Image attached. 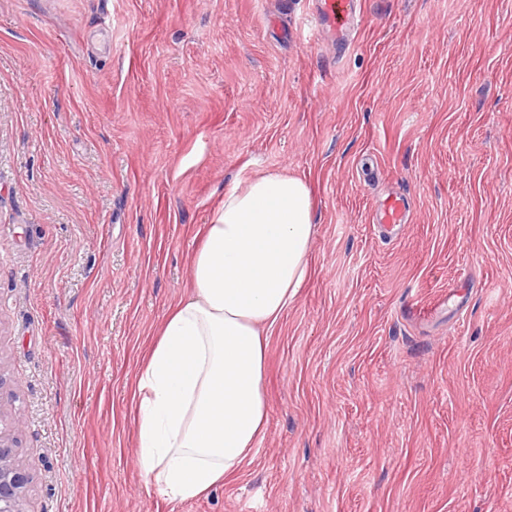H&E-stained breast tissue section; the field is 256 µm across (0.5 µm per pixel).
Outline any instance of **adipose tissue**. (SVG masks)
Here are the masks:
<instances>
[{"label": "adipose tissue", "mask_w": 512, "mask_h": 512, "mask_svg": "<svg viewBox=\"0 0 512 512\" xmlns=\"http://www.w3.org/2000/svg\"><path fill=\"white\" fill-rule=\"evenodd\" d=\"M314 199L277 172L224 195L190 263L191 291L165 316L136 377L137 464L173 501L252 460L268 416L267 332L308 278Z\"/></svg>", "instance_id": "ef3b65f1"}]
</instances>
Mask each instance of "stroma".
<instances>
[{
	"label": "stroma",
	"mask_w": 512,
	"mask_h": 512,
	"mask_svg": "<svg viewBox=\"0 0 512 512\" xmlns=\"http://www.w3.org/2000/svg\"><path fill=\"white\" fill-rule=\"evenodd\" d=\"M0 0V425L29 512H512V0ZM303 177L251 464L165 498L133 386L200 231ZM403 224L379 223L389 197ZM353 7V0H317L311 19L317 27L343 32L351 22Z\"/></svg>",
	"instance_id": "stroma-1"
}]
</instances>
